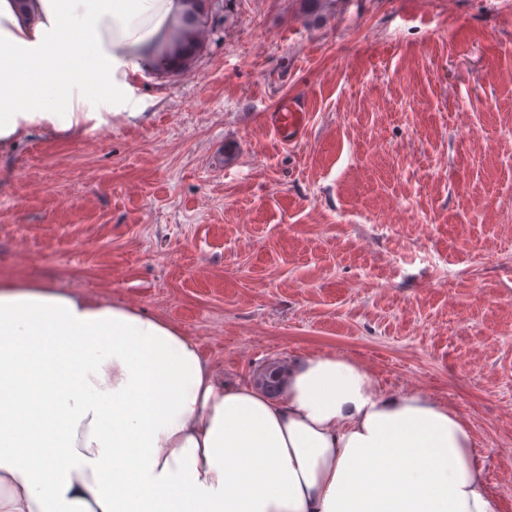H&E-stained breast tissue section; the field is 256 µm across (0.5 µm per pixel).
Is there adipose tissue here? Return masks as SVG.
<instances>
[{
	"mask_svg": "<svg viewBox=\"0 0 512 512\" xmlns=\"http://www.w3.org/2000/svg\"><path fill=\"white\" fill-rule=\"evenodd\" d=\"M176 0H0V145L101 125L112 66ZM0 512H495L468 423L358 362L228 381L175 326L54 283L0 284Z\"/></svg>",
	"mask_w": 512,
	"mask_h": 512,
	"instance_id": "obj_1",
	"label": "adipose tissue"
}]
</instances>
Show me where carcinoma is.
<instances>
[{
    "label": "carcinoma",
    "instance_id": "cac0c4a2",
    "mask_svg": "<svg viewBox=\"0 0 512 512\" xmlns=\"http://www.w3.org/2000/svg\"><path fill=\"white\" fill-rule=\"evenodd\" d=\"M181 10L170 16L162 33L149 44L144 54L165 62L161 73L189 69L202 48V37L209 25L206 0H179Z\"/></svg>",
    "mask_w": 512,
    "mask_h": 512
}]
</instances>
